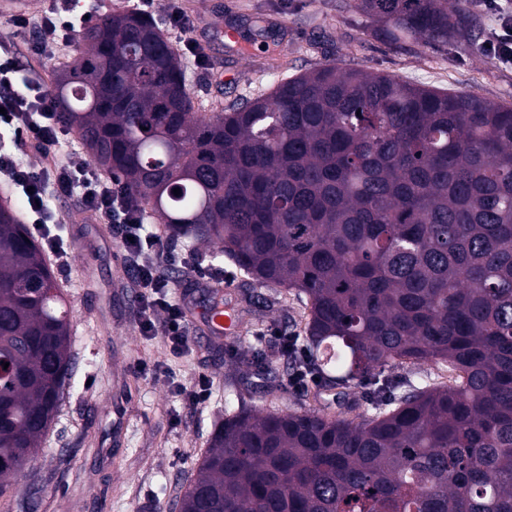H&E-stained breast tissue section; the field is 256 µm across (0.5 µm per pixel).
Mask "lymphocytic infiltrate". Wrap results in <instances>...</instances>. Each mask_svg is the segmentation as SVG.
Segmentation results:
<instances>
[{
  "label": "lymphocytic infiltrate",
  "instance_id": "f902f5d3",
  "mask_svg": "<svg viewBox=\"0 0 512 512\" xmlns=\"http://www.w3.org/2000/svg\"><path fill=\"white\" fill-rule=\"evenodd\" d=\"M472 3L487 10L494 19L487 40L490 55L512 65V0H472ZM85 23V14L78 11L77 0H54L52 8L35 24L41 38L33 43L32 53L39 56L57 47ZM16 72L13 57L1 54L0 124L12 128L17 151L52 155L64 132L55 103L44 85L38 82L30 83L29 94H20L15 88ZM0 172L5 173L15 189L24 191L32 223H43V200L50 192L77 196L85 208L104 223L119 225L122 245L131 259L140 290L142 332L162 335L172 352L186 350L184 304L172 299L164 290L165 282L159 273L164 257L162 241L157 233L145 232L143 206L134 191L88 165L71 166L56 161L51 166L35 169L1 155Z\"/></svg>",
  "mask_w": 512,
  "mask_h": 512
}]
</instances>
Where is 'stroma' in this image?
I'll return each mask as SVG.
<instances>
[{
	"instance_id": "stroma-1",
	"label": "stroma",
	"mask_w": 512,
	"mask_h": 512,
	"mask_svg": "<svg viewBox=\"0 0 512 512\" xmlns=\"http://www.w3.org/2000/svg\"><path fill=\"white\" fill-rule=\"evenodd\" d=\"M192 18L205 15L233 30L236 41L201 26L192 36L203 65L186 64L194 110L206 116L237 99L269 89L292 74L326 63L400 76L412 83L466 92L512 105V65L489 58L482 46L493 26L489 14L464 6L470 28L445 45L399 47L376 37L374 25L354 0H179ZM37 28L20 33L0 22V47L16 60L18 79L33 76L51 85L56 74L47 57L33 56ZM77 197L48 196L46 210L66 237L67 264L54 265L72 311L74 372L45 438L31 480L12 512H172L207 440L224 413L247 404L261 411H335L338 404L370 408L367 382L345 389L308 383L289 386L291 375L279 344L299 331L300 306L285 289L259 287L221 259L233 285L223 295L251 322L250 330L201 340L187 321L189 348L172 356L161 337L139 328L142 302L131 281L118 234L102 242L85 224L72 221ZM161 275L187 306H204L195 254L165 243ZM252 348L257 367L239 368ZM208 379L211 397L195 404L179 389Z\"/></svg>"
}]
</instances>
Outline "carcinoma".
<instances>
[{"mask_svg":"<svg viewBox=\"0 0 512 512\" xmlns=\"http://www.w3.org/2000/svg\"><path fill=\"white\" fill-rule=\"evenodd\" d=\"M459 2L360 8L392 42L446 44L466 27ZM79 42L52 94L94 167L170 239L293 292L308 373L373 382L371 415L227 414L179 512H512V108L327 64L200 118L141 13L101 15ZM70 326L43 249L0 205L5 503L57 413ZM425 362L442 374L400 395L382 377Z\"/></svg>","mask_w":512,"mask_h":512,"instance_id":"1","label":"carcinoma"}]
</instances>
